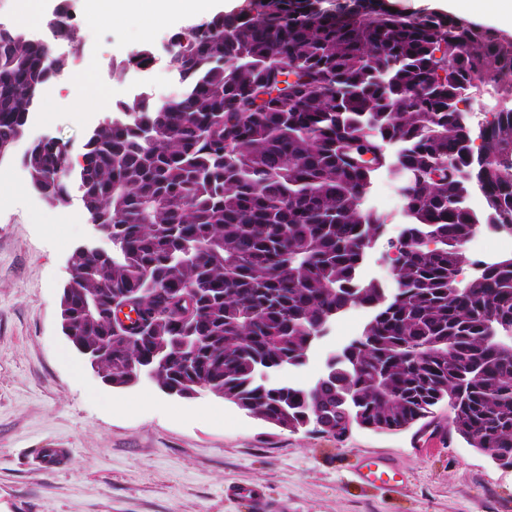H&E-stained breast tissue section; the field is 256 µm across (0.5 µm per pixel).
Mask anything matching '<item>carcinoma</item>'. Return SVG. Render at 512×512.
Instances as JSON below:
<instances>
[{
  "label": "carcinoma",
  "instance_id": "carcinoma-1",
  "mask_svg": "<svg viewBox=\"0 0 512 512\" xmlns=\"http://www.w3.org/2000/svg\"><path fill=\"white\" fill-rule=\"evenodd\" d=\"M30 40L0 27V145L24 133L31 92L64 70L65 9ZM175 99L115 103L74 167L114 251L77 254L62 332L114 388L155 372L162 391H207L282 430L338 440L403 430L448 402L450 426L512 466V255L482 264L479 224L512 225V108L485 110L483 145L460 116L490 87L512 97V39L388 0H245L173 35ZM150 47L123 68L154 61ZM63 147L23 163L52 204L69 196ZM392 172L410 219L392 245L396 292L360 278L384 221L365 208ZM486 203L464 205L472 185ZM353 305L359 338L308 388L258 374L303 365ZM131 307L126 324L117 313Z\"/></svg>",
  "mask_w": 512,
  "mask_h": 512
}]
</instances>
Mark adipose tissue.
I'll use <instances>...</instances> for the list:
<instances>
[{"instance_id": "ef3b65f1", "label": "adipose tissue", "mask_w": 512, "mask_h": 512, "mask_svg": "<svg viewBox=\"0 0 512 512\" xmlns=\"http://www.w3.org/2000/svg\"><path fill=\"white\" fill-rule=\"evenodd\" d=\"M212 8L213 0H86V17L91 23L112 25L136 17L144 28L150 29L189 14H208Z\"/></svg>"}]
</instances>
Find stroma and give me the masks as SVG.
<instances>
[{
    "instance_id": "obj_1",
    "label": "stroma",
    "mask_w": 512,
    "mask_h": 512,
    "mask_svg": "<svg viewBox=\"0 0 512 512\" xmlns=\"http://www.w3.org/2000/svg\"><path fill=\"white\" fill-rule=\"evenodd\" d=\"M80 45H53L67 71L38 102L11 158L8 205L0 207V512H512V467L493 463L448 430V407L435 424L403 431L356 427L344 438L290 433L249 417L203 392L169 396L148 378L113 389L85 363L61 331L59 301L67 260L90 234L79 196L55 206L22 178L21 158L34 141L53 137L79 153L88 133L112 112L106 89L127 101L141 91L162 103L179 90L169 63L172 35L196 15L143 32L138 21L88 27L74 0ZM150 47L157 67L136 74L120 63ZM85 97V111L73 108ZM368 204L383 232L361 268L394 290L389 255L408 219L399 184L378 173ZM371 310L350 307L329 323L306 363L275 378L307 385L358 337ZM41 448H64L69 460L39 466ZM388 458L386 483L356 475L360 459ZM258 490L261 502L243 496Z\"/></svg>"
}]
</instances>
